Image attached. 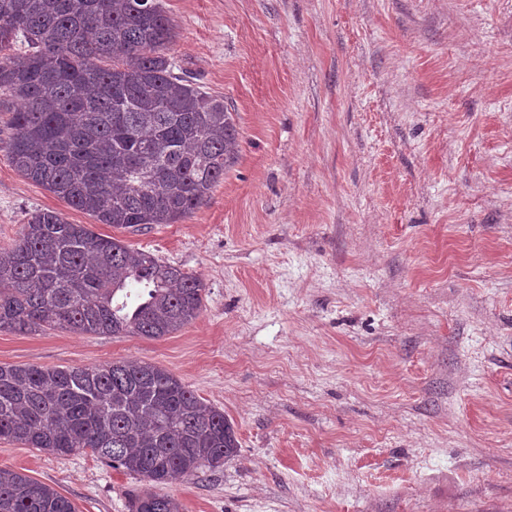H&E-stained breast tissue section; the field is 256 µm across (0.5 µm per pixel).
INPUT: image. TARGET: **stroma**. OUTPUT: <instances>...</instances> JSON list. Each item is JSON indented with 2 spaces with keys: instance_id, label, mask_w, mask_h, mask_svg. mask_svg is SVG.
Masks as SVG:
<instances>
[{
  "instance_id": "35a3bbf8",
  "label": "stroma",
  "mask_w": 512,
  "mask_h": 512,
  "mask_svg": "<svg viewBox=\"0 0 512 512\" xmlns=\"http://www.w3.org/2000/svg\"><path fill=\"white\" fill-rule=\"evenodd\" d=\"M169 55L235 114L224 180L175 224L98 223L11 165L0 248L37 211L200 277L159 339L0 330V364L137 359L223 411L184 512H512V0H161ZM77 512L139 477L0 440Z\"/></svg>"
}]
</instances>
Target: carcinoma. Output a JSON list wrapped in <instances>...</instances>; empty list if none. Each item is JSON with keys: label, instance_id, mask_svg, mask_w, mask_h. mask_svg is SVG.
Segmentation results:
<instances>
[{"label": "carcinoma", "instance_id": "carcinoma-1", "mask_svg": "<svg viewBox=\"0 0 512 512\" xmlns=\"http://www.w3.org/2000/svg\"><path fill=\"white\" fill-rule=\"evenodd\" d=\"M0 57L12 100L6 145L24 178L100 224H175L237 159L224 101L174 72L173 26L158 0H0ZM205 285L149 252L33 213L0 249V329L169 336L195 320ZM51 455L88 449L148 489L130 512H183L151 488L215 472L237 453L224 412L169 371L136 360L43 369L0 364V440ZM0 512H76L52 486L0 469Z\"/></svg>", "mask_w": 512, "mask_h": 512}]
</instances>
